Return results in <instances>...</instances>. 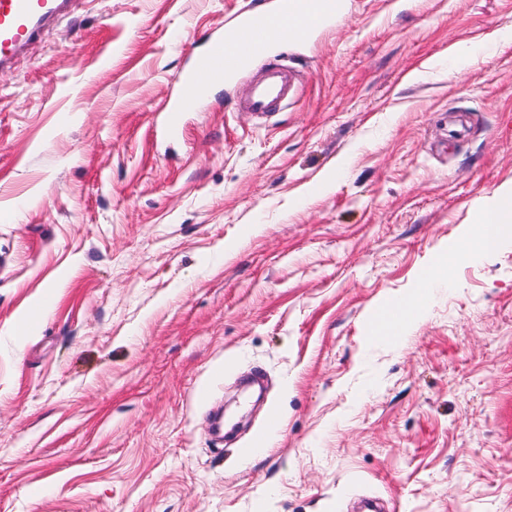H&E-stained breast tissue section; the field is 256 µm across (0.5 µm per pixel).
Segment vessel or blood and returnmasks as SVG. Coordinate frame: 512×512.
Listing matches in <instances>:
<instances>
[{
    "label": "vessel or blood",
    "instance_id": "1",
    "mask_svg": "<svg viewBox=\"0 0 512 512\" xmlns=\"http://www.w3.org/2000/svg\"><path fill=\"white\" fill-rule=\"evenodd\" d=\"M72 0H0V70L9 68L25 47L67 13ZM344 0H274L243 9L223 35L208 40L179 79V92L168 108V130L179 133V115L217 86L242 74L253 60L269 56L274 32L289 29L296 39L308 37L321 24L337 19ZM298 77L282 63L265 67L252 80L242 111L261 116L280 109L294 96Z\"/></svg>",
    "mask_w": 512,
    "mask_h": 512
}]
</instances>
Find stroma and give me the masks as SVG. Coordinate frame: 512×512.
<instances>
[{"instance_id":"1","label":"stroma","mask_w":512,"mask_h":512,"mask_svg":"<svg viewBox=\"0 0 512 512\" xmlns=\"http://www.w3.org/2000/svg\"><path fill=\"white\" fill-rule=\"evenodd\" d=\"M247 4L80 0L0 71V512H512V241L453 252L512 186V0H346L288 110L168 137Z\"/></svg>"}]
</instances>
